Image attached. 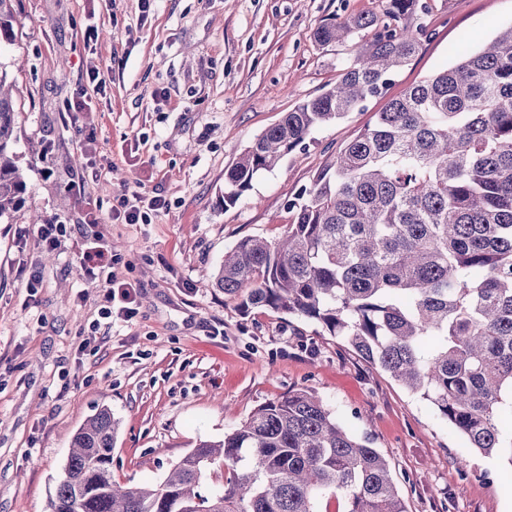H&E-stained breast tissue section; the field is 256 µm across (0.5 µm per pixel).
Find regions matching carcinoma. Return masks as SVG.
Returning a JSON list of instances; mask_svg holds the SVG:
<instances>
[{"instance_id": "cac0c4a2", "label": "carcinoma", "mask_w": 512, "mask_h": 512, "mask_svg": "<svg viewBox=\"0 0 512 512\" xmlns=\"http://www.w3.org/2000/svg\"><path fill=\"white\" fill-rule=\"evenodd\" d=\"M0 0V45L12 42ZM378 12L319 27L353 39L336 84L283 113L224 173V203L271 172L320 126L382 94L420 50L425 0H377ZM392 99L288 201L281 238L249 236L224 253L214 287L313 320L428 401L469 447L512 462V26ZM0 68V220L24 203L14 103ZM119 421L101 407L72 439L48 512H408L392 465L345 429L315 391L259 406L219 442L202 441L156 487L112 480ZM224 460L220 488L202 491Z\"/></svg>"}]
</instances>
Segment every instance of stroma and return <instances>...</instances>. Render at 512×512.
I'll list each match as a JSON object with an SVG mask.
<instances>
[{"label":"stroma","mask_w":512,"mask_h":512,"mask_svg":"<svg viewBox=\"0 0 512 512\" xmlns=\"http://www.w3.org/2000/svg\"><path fill=\"white\" fill-rule=\"evenodd\" d=\"M427 4L429 35L385 93L228 205L224 173L241 152L353 60L351 43L320 45L316 29L375 0H13L0 68L27 192L0 223V512H46L72 435L98 408L120 422L113 480L156 486L200 442L300 388L390 459L409 512H512L511 461L470 448L317 322L242 311L206 276L240 239H278L289 199L374 112L453 64L461 35L476 47L512 25V0ZM132 192L165 206L147 224L113 219ZM42 224L65 225L58 250L43 249ZM96 233L133 287L131 318L99 319L105 290L80 267Z\"/></svg>","instance_id":"35a3bbf8"}]
</instances>
